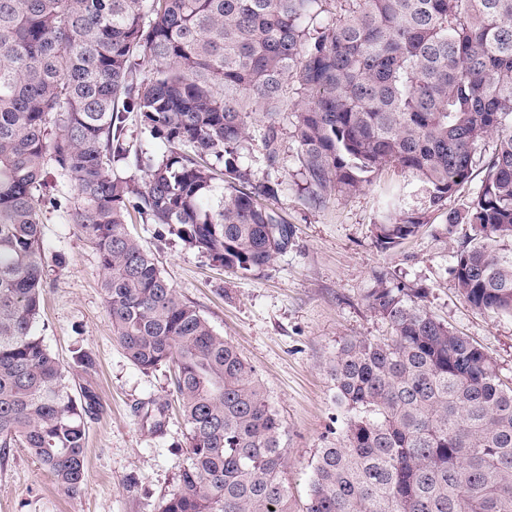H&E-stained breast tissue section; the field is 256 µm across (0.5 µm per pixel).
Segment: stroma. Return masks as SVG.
<instances>
[{"label":"stroma","instance_id":"obj_1","mask_svg":"<svg viewBox=\"0 0 512 512\" xmlns=\"http://www.w3.org/2000/svg\"><path fill=\"white\" fill-rule=\"evenodd\" d=\"M292 131L290 119H282L278 167L267 165L261 138L250 140L245 154L257 179L281 181L272 206L293 228L287 250L270 267L236 275L157 225L134 223L130 230L173 288L253 366L282 422L293 512H305L317 451L343 427L329 364L345 340L388 334L387 323L365 301L375 272L387 270L396 281L425 288L426 307L480 346L508 383L512 315L477 310L457 289L452 255L471 234L470 225L446 231L443 214L436 212L416 238L385 249L374 235V189L313 205L297 173ZM45 180L56 203L43 209L46 295L38 332L62 363L73 393L94 396L102 411L88 422L81 495L66 494L25 449L12 448L0 455V512H157L187 458V430L170 395V371L141 369L116 341L98 254L67 219L75 187L50 166ZM80 350L92 354L95 370L76 361ZM152 400L168 405L160 436L152 434L144 411Z\"/></svg>","mask_w":512,"mask_h":512}]
</instances>
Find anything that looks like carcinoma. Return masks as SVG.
Masks as SVG:
<instances>
[{
  "instance_id": "carcinoma-1",
  "label": "carcinoma",
  "mask_w": 512,
  "mask_h": 512,
  "mask_svg": "<svg viewBox=\"0 0 512 512\" xmlns=\"http://www.w3.org/2000/svg\"><path fill=\"white\" fill-rule=\"evenodd\" d=\"M309 199L397 167L376 241L397 247L470 181L445 223L461 295L512 314V0H0V452L25 448L71 496L86 486V417L36 328L44 292L43 173L74 183L70 221L95 246L112 332L144 370L175 369L187 461L158 512H292L282 423L253 367L130 234L157 224L233 274L271 265L292 227L280 183L242 162L252 114L270 166L281 115ZM163 145L129 163L128 114ZM375 276L389 336L346 340L330 366L345 415L319 449L306 512H512V385L489 356ZM493 148L492 140H488L478 149L474 160L472 180L464 192L448 200V209H464L469 199L479 190L485 174L484 164ZM378 181L383 182H398V183H405L407 185V191L410 196L408 197L409 202L411 204H419L422 199L421 191L419 190V183L416 181L415 178L409 176L406 173H403L400 169L395 167H389L384 169L382 172L378 175Z\"/></svg>"
}]
</instances>
